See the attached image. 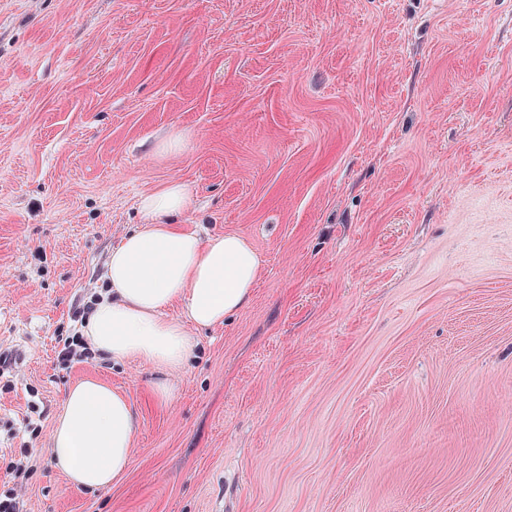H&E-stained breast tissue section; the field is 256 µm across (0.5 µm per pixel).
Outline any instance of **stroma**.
<instances>
[{
	"mask_svg": "<svg viewBox=\"0 0 512 512\" xmlns=\"http://www.w3.org/2000/svg\"><path fill=\"white\" fill-rule=\"evenodd\" d=\"M173 180L261 270L162 405L55 346ZM1 347L29 512H512V0H0ZM86 378L139 420L97 492L44 452Z\"/></svg>",
	"mask_w": 512,
	"mask_h": 512,
	"instance_id": "35a3bbf8",
	"label": "stroma"
}]
</instances>
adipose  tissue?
I'll return each mask as SVG.
<instances>
[{
	"label": "adipose tissue",
	"mask_w": 512,
	"mask_h": 512,
	"mask_svg": "<svg viewBox=\"0 0 512 512\" xmlns=\"http://www.w3.org/2000/svg\"><path fill=\"white\" fill-rule=\"evenodd\" d=\"M139 206L143 222L110 251L107 291L81 333L94 351L150 366L157 373L152 391L166 401L173 395L172 375L194 350L195 331L223 325L248 304L260 259L240 235L204 237L177 229L174 218L191 206L182 183H167ZM175 305L179 316H169ZM138 431L128 397L88 378L67 390L46 451L76 487L105 490L131 468Z\"/></svg>",
	"instance_id": "adipose-tissue-1"
}]
</instances>
